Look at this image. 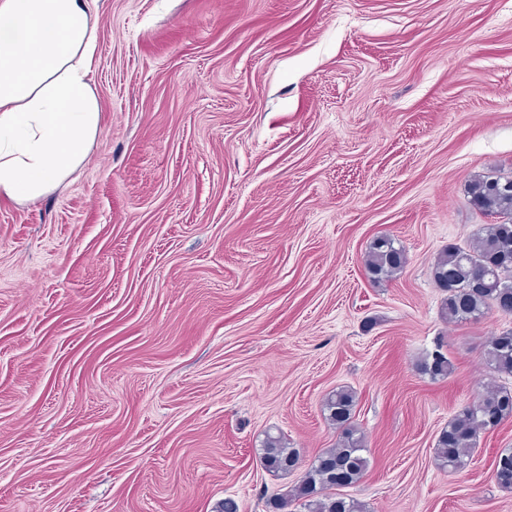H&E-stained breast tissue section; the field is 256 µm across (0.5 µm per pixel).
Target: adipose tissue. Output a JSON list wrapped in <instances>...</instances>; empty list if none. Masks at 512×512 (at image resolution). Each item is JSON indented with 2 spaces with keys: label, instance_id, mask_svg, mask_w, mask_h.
Masks as SVG:
<instances>
[{
  "label": "adipose tissue",
  "instance_id": "adipose-tissue-1",
  "mask_svg": "<svg viewBox=\"0 0 512 512\" xmlns=\"http://www.w3.org/2000/svg\"><path fill=\"white\" fill-rule=\"evenodd\" d=\"M98 0H0V200L34 203L86 159Z\"/></svg>",
  "mask_w": 512,
  "mask_h": 512
}]
</instances>
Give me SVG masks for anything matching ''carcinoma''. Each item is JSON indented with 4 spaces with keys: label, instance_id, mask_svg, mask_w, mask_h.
<instances>
[{
    "label": "carcinoma",
    "instance_id": "carcinoma-1",
    "mask_svg": "<svg viewBox=\"0 0 512 512\" xmlns=\"http://www.w3.org/2000/svg\"><path fill=\"white\" fill-rule=\"evenodd\" d=\"M470 203L499 222L484 224L473 234L468 248L446 247L432 265V278L445 293L442 316L452 323L481 319L495 307L512 314V178L476 175L469 180ZM406 251L395 239L379 236L369 244L364 269L369 280L381 285L402 272ZM487 368L499 376H512V329L487 342ZM421 374L436 381L453 372L448 356L437 349L418 363ZM357 395L341 387L323 404L328 423L336 429L337 442L309 462L291 448L280 433L267 432L260 460L273 473L301 472L299 480L271 502L277 512L299 504L304 512H366L363 502L338 492L358 483L368 467L366 441L356 421ZM512 420V390L503 386L486 389L473 403L460 409L439 432L435 444V465L445 473H456L468 465L481 434ZM494 480L512 490V448L496 456Z\"/></svg>",
    "mask_w": 512,
    "mask_h": 512
}]
</instances>
